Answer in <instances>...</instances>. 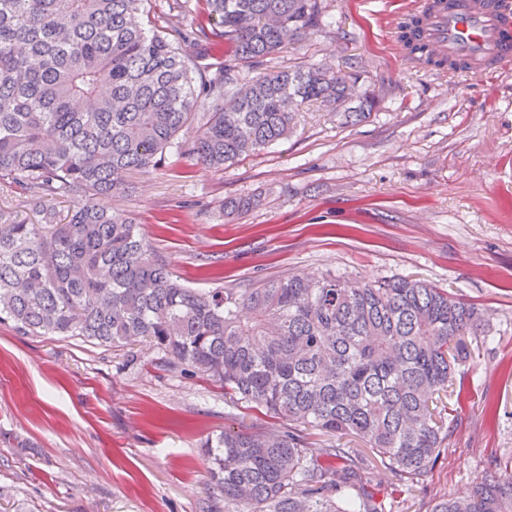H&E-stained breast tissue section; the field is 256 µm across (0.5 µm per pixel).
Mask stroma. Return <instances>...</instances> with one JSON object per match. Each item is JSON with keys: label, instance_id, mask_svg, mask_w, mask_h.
Wrapping results in <instances>:
<instances>
[{"label": "stroma", "instance_id": "obj_1", "mask_svg": "<svg viewBox=\"0 0 512 512\" xmlns=\"http://www.w3.org/2000/svg\"><path fill=\"white\" fill-rule=\"evenodd\" d=\"M408 0H323L321 28L266 67L355 60L379 106L339 125L310 105L288 139L221 170L170 158L99 198L131 213L193 288H251L285 274L416 277L490 321L442 400L447 451L396 512L463 497L512 459V65L493 77L406 64ZM257 198L243 212L232 199ZM272 419L145 344L104 350L0 325V512H224L206 437Z\"/></svg>", "mask_w": 512, "mask_h": 512}]
</instances>
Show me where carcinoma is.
<instances>
[{
	"mask_svg": "<svg viewBox=\"0 0 512 512\" xmlns=\"http://www.w3.org/2000/svg\"><path fill=\"white\" fill-rule=\"evenodd\" d=\"M149 0H0V190L41 223L0 207V324L22 336L79 337L114 351L146 342L169 369L200 373L237 402L290 424L203 443L224 512H394L343 444L318 452L304 431L357 436L402 485L448 437L436 395L486 335L475 304L418 279L349 282L283 275L253 288L181 284L135 219L95 200L122 177L177 155L216 171L287 138L310 102L345 125L378 95L360 71L242 69L318 27L322 0H174L180 23L151 24ZM207 44L189 53L192 36ZM421 20L403 35L419 44ZM205 94L210 112L196 111ZM70 203L59 222L46 208ZM428 512H512V471Z\"/></svg>",
	"mask_w": 512,
	"mask_h": 512,
	"instance_id": "obj_1",
	"label": "carcinoma"
}]
</instances>
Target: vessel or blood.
Listing matches in <instances>:
<instances>
[{
  "instance_id": "obj_1",
  "label": "vessel or blood",
  "mask_w": 512,
  "mask_h": 512,
  "mask_svg": "<svg viewBox=\"0 0 512 512\" xmlns=\"http://www.w3.org/2000/svg\"><path fill=\"white\" fill-rule=\"evenodd\" d=\"M429 51L457 57L489 74L512 64V0H453L425 22Z\"/></svg>"
}]
</instances>
